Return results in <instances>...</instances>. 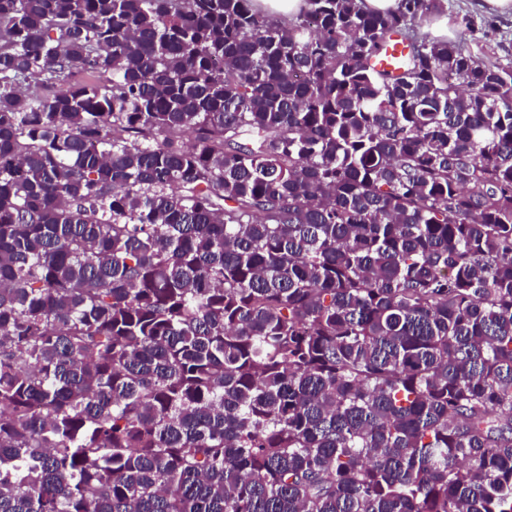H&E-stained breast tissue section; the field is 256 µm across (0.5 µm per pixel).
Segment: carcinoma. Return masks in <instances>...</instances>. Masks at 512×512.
Returning a JSON list of instances; mask_svg holds the SVG:
<instances>
[{
  "label": "carcinoma",
  "instance_id": "1",
  "mask_svg": "<svg viewBox=\"0 0 512 512\" xmlns=\"http://www.w3.org/2000/svg\"><path fill=\"white\" fill-rule=\"evenodd\" d=\"M439 13L0 0V512H512V60Z\"/></svg>",
  "mask_w": 512,
  "mask_h": 512
}]
</instances>
